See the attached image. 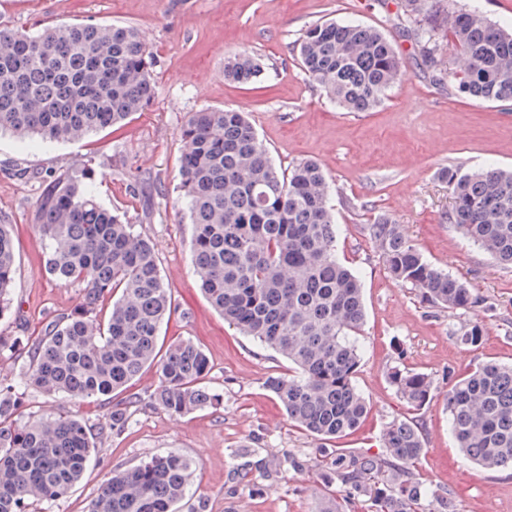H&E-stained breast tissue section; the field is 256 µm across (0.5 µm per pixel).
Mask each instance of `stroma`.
<instances>
[{
	"label": "stroma",
	"instance_id": "stroma-1",
	"mask_svg": "<svg viewBox=\"0 0 512 512\" xmlns=\"http://www.w3.org/2000/svg\"><path fill=\"white\" fill-rule=\"evenodd\" d=\"M401 14V0H0V25L30 34L86 18L135 27L153 55L157 83L148 109L78 143L0 135V224L12 225L16 249L13 306L0 332L27 342L77 305L79 286H58L44 270L36 210L45 183L88 162L100 201L124 211L158 246L174 300L162 344H198L209 360L201 386L223 397L173 418L151 402L159 383L153 365L115 399L74 403L25 392V409L66 412L100 432L95 464L43 512H87L112 471L169 451L197 465L181 512H316V463L336 448L383 454L382 431L396 419L416 420L424 439L421 458L408 467L429 490L417 512H446L450 500L456 512H512V470L463 460L446 410L451 378L487 361L512 364V266L449 223L452 192L440 176L444 168H512V105L475 102L451 83L433 81ZM324 19L353 20L391 40L406 75L375 110H343L300 68L296 40ZM241 50L263 58L260 82L225 81V56ZM206 107L247 112L277 164L313 159L328 176L338 252L360 273L366 309L356 383L368 413L345 437L321 440L289 423L266 388L269 378L287 373V361L225 323L197 286L192 226L178 192L180 129L189 113ZM383 215L403 225L429 262L463 281L477 306L435 308L392 279L369 231ZM477 318L482 345H459L456 333ZM395 366L432 378L434 396L421 410L410 409L390 383ZM118 399L129 404V422L118 432L103 430Z\"/></svg>",
	"mask_w": 512,
	"mask_h": 512
}]
</instances>
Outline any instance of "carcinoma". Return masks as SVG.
I'll use <instances>...</instances> for the list:
<instances>
[{"label": "carcinoma", "instance_id": "cac0c4a2", "mask_svg": "<svg viewBox=\"0 0 512 512\" xmlns=\"http://www.w3.org/2000/svg\"><path fill=\"white\" fill-rule=\"evenodd\" d=\"M428 2L405 0L402 14L425 66L455 81L465 98L512 102V30L448 3L456 59L446 70ZM297 50L306 76L349 112L371 111L405 76L386 35L359 23H313ZM263 72V60L245 50L224 61V80L234 84H255ZM155 94L151 52L130 25L81 20L36 35L0 28V134L21 142H80L143 111ZM180 137L178 189L193 227L191 261L201 291L224 321L288 361V373L266 387L289 422L320 439L346 436L367 411L355 384L365 308L358 275L337 254L322 167L314 160L278 166L240 110L194 112ZM94 177L90 167L58 177L37 204L46 273L61 286H81V296L71 314L45 325L28 364L0 381V512H31L65 496L97 448L81 419L21 410L27 390L91 400L121 390L155 363L154 403L172 417L220 402L199 386L209 368L199 346L183 340L160 351L173 303L156 244L99 201ZM441 177L452 189L449 223L491 258L512 265V171L446 168ZM370 235L391 277L428 303L448 310L478 303L462 281L427 261L393 219L378 218ZM15 268L11 225L0 224V319L11 312ZM105 300L110 310L103 317ZM484 332L474 320L456 340L476 349ZM390 380L416 411L433 396L424 373L395 368ZM446 408L466 458L487 470L512 468V365L489 361L457 378ZM382 443L383 459L336 453L324 486L364 494L369 512H414L411 504L425 491L407 479L389 483L387 465L412 463L423 453L417 423H388ZM193 475L194 462L182 454L154 455L113 471L88 512H177Z\"/></svg>", "mask_w": 512, "mask_h": 512}]
</instances>
